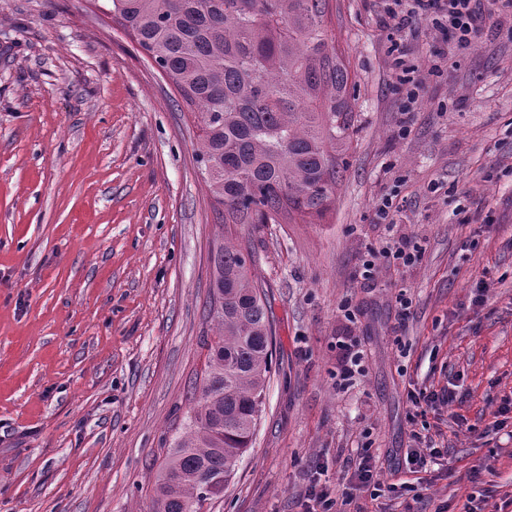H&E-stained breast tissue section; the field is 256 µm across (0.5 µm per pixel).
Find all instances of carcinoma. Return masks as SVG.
<instances>
[{
    "label": "carcinoma",
    "mask_w": 512,
    "mask_h": 512,
    "mask_svg": "<svg viewBox=\"0 0 512 512\" xmlns=\"http://www.w3.org/2000/svg\"><path fill=\"white\" fill-rule=\"evenodd\" d=\"M195 113L197 160L221 224H312L351 147L348 62L330 0H102ZM251 256L226 241L204 311L205 377L156 477L152 512H204L251 447L273 356V321Z\"/></svg>",
    "instance_id": "cac0c4a2"
}]
</instances>
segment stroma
<instances>
[{"instance_id":"1","label":"stroma","mask_w":512,"mask_h":512,"mask_svg":"<svg viewBox=\"0 0 512 512\" xmlns=\"http://www.w3.org/2000/svg\"><path fill=\"white\" fill-rule=\"evenodd\" d=\"M99 3L0 0V512H150L204 368L218 235L196 128ZM331 6L358 130L322 220L228 228L275 334L253 443L207 512H300L364 447L405 487L342 512H461L472 495L512 512V440L493 427L512 399V0L467 49L416 17L392 34L385 0ZM390 240L418 244L415 264L363 276ZM344 336L363 373L343 388ZM450 387L451 406L413 417L411 390Z\"/></svg>"}]
</instances>
